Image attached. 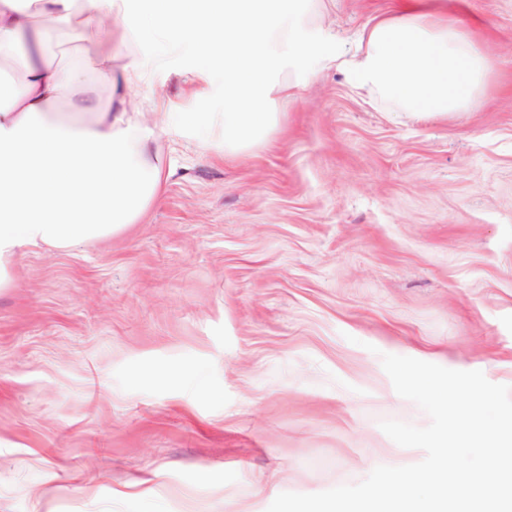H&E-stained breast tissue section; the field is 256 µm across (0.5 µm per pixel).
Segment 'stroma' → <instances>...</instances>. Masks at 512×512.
I'll list each match as a JSON object with an SVG mask.
<instances>
[{"label":"stroma","instance_id":"stroma-1","mask_svg":"<svg viewBox=\"0 0 512 512\" xmlns=\"http://www.w3.org/2000/svg\"><path fill=\"white\" fill-rule=\"evenodd\" d=\"M345 44L391 0H326ZM493 63L470 111L419 121L327 70L265 144L227 156L159 134L172 176L111 239L21 258L0 290V512H266L396 449L428 416L381 354L512 386V0H470ZM32 30L80 67L107 33ZM155 99L191 112L193 45L128 46ZM155 380L133 382L136 369Z\"/></svg>","mask_w":512,"mask_h":512}]
</instances>
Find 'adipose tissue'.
I'll return each mask as SVG.
<instances>
[{"label":"adipose tissue","mask_w":512,"mask_h":512,"mask_svg":"<svg viewBox=\"0 0 512 512\" xmlns=\"http://www.w3.org/2000/svg\"><path fill=\"white\" fill-rule=\"evenodd\" d=\"M75 0H35L34 14L0 0V50L31 16L69 21ZM84 21L113 28L97 52L96 81L50 59L15 57L20 81H0V289L14 285L27 253L69 250L139 223L169 175L155 135L134 99L149 70L123 48L152 35L197 43L210 73L223 76L224 109L165 112L170 134L222 127L225 154L268 141L279 98H296L313 73H345L358 93L416 118L469 111L493 67L479 40L485 24L463 21L467 0H396L371 17L353 48L342 47L319 9L322 0H82ZM107 97H100L99 88ZM89 115L82 129L56 119L61 101Z\"/></svg>","instance_id":"adipose-tissue-1"}]
</instances>
